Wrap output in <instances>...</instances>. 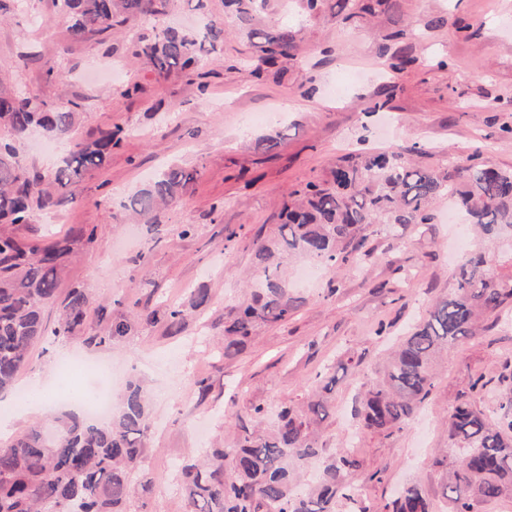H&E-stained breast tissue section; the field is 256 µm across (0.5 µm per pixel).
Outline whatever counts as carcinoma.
Segmentation results:
<instances>
[{
  "instance_id": "cac0c4a2",
  "label": "carcinoma",
  "mask_w": 512,
  "mask_h": 512,
  "mask_svg": "<svg viewBox=\"0 0 512 512\" xmlns=\"http://www.w3.org/2000/svg\"><path fill=\"white\" fill-rule=\"evenodd\" d=\"M70 20L76 41L86 35L136 29L157 22L138 39L132 55L157 77L199 69L223 50L226 32L209 20L197 28L178 30L159 25L172 0H54ZM325 0H294V7L317 17ZM270 0H224L252 47V74L280 77L282 63L300 47L299 30L291 25L256 22ZM336 15L348 24L372 13L371 0H335ZM79 104L48 102L36 90L8 87L0 77V223H31L40 211L61 203L64 189L76 199L77 179L102 167L122 141L123 129L101 130L93 139L76 135ZM33 127L64 143L60 165L46 172L30 169L19 159L16 144ZM451 170L421 167L411 151L345 158L331 170V179L308 182L289 194L283 222L274 237L257 243L261 279L249 298L229 310L224 327V356L238 354L260 323L288 320L299 299L292 296L282 259L302 255L340 267L362 268L372 256L366 229L374 224L388 233L404 224H429L432 204L448 196L466 223L490 238L512 240V169L473 155L453 161ZM194 173L179 167L163 171L128 196L125 208L160 227V212L181 199ZM70 250L59 243L27 242L0 233V393L15 388L30 350L49 339L75 335L84 323L91 296L80 288L60 297L58 287ZM505 273L490 272L489 255L471 250L455 274V287L438 298L403 337L372 378L362 373L363 392L356 415L364 433L400 431L431 393L436 380L434 359L448 347L477 336L487 321L512 306V258ZM60 307L56 324L45 310ZM126 317L112 320L99 342L127 336ZM336 378L308 397L303 407H281L274 425L264 428L266 410L258 404L240 421L228 448H215L205 458L181 466L187 512H336V501L357 502V489L343 482L359 460L345 451L331 457L319 479L300 492L302 468L319 455L318 425L327 417ZM486 388L482 378L460 393L448 414L449 448L476 455L454 457L443 487L448 512H477L480 503L512 491V383L502 379L498 407L481 409L472 394ZM150 403L143 388L130 383L111 423L98 426L74 413L54 418V434L36 425L0 444V512H53L54 504H70L69 512H125L133 494L131 475L140 468L150 429ZM391 512H433L418 485L405 487L391 503Z\"/></svg>"
}]
</instances>
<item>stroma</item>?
<instances>
[{
    "label": "stroma",
    "mask_w": 512,
    "mask_h": 512,
    "mask_svg": "<svg viewBox=\"0 0 512 512\" xmlns=\"http://www.w3.org/2000/svg\"><path fill=\"white\" fill-rule=\"evenodd\" d=\"M210 9L223 22L226 41L207 62L199 90L182 73L159 79L134 64L128 52L134 32L72 42L53 0H11L0 21L1 74L47 100L78 102L80 137L123 129L107 163L82 175L79 203L37 214L22 226L0 225L2 233L70 245L59 291L79 287L92 297L75 336L32 348L16 391L0 395V409L10 412L5 427L11 437L80 410L74 394L82 382L63 381L58 368L68 358L112 365L113 400L130 382L142 384L151 396L152 429L144 464L132 475L127 512H185L180 462L230 445L251 406L304 401L338 360L376 370L408 325L454 288L448 266L453 230L443 198L434 205L432 223L399 226L394 236L371 226L374 253L364 273L322 267L318 279L292 286L300 305L288 320L258 325L240 353L224 357L229 307L245 297V279L257 270L255 238L276 230L291 190L329 179L347 154L396 147L413 150L416 163L426 167L479 151L512 168V0H402L400 20L378 7L357 26L328 10L308 19L279 7L275 19L299 28L301 51L278 82L251 75L247 40L234 17L222 0H210ZM390 54L414 63L391 71ZM50 67L51 81L45 76ZM133 83L140 92L124 95V86ZM271 134L280 140L269 149L264 139ZM171 165L196 178L163 211L166 230L153 240L123 202ZM186 224L193 227L187 235L181 232ZM230 230L236 237L229 243ZM91 232L96 240L89 246ZM335 279L340 286L328 294ZM196 288L209 294V304L189 309L182 328L171 329L165 312L186 305ZM131 299L155 311L157 321L133 318L128 336L107 341L113 319L128 314ZM381 326L382 336L376 333ZM509 364L512 309L488 331L449 348L434 389L401 431L366 435L354 446L349 439L359 428L361 382L347 373L329 394L331 414L320 426V455L306 465L307 477L319 476L331 456L348 448L360 461L348 480L367 512H385L409 483L443 512L445 469L436 458L448 445L449 408L479 377L488 386L475 402L492 407ZM37 389L48 392L49 401H20V391Z\"/></svg>",
    "instance_id": "obj_1"
}]
</instances>
